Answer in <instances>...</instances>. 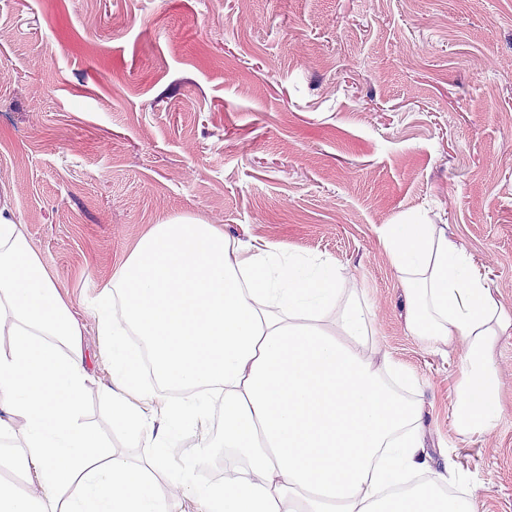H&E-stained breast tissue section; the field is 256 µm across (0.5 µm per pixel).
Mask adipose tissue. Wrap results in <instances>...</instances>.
Listing matches in <instances>:
<instances>
[{
	"mask_svg": "<svg viewBox=\"0 0 512 512\" xmlns=\"http://www.w3.org/2000/svg\"><path fill=\"white\" fill-rule=\"evenodd\" d=\"M380 237L409 294L407 328L464 345L453 407L464 435L502 408L493 350L512 329L470 258L435 224ZM110 382L97 385L83 326L22 225L0 207V512H477L447 450L432 454L412 375L376 355L367 308L331 258L232 244L191 218L142 237L93 306ZM145 460L115 455L82 419L89 392ZM172 393L160 417L149 407ZM224 399V429L171 469L169 450ZM240 462L223 482L196 477L212 448ZM170 473L167 490L157 474Z\"/></svg>",
	"mask_w": 512,
	"mask_h": 512,
	"instance_id": "obj_1",
	"label": "adipose tissue"
}]
</instances>
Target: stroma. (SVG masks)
I'll return each mask as SVG.
<instances>
[{"instance_id":"obj_1","label":"stroma","mask_w":512,"mask_h":512,"mask_svg":"<svg viewBox=\"0 0 512 512\" xmlns=\"http://www.w3.org/2000/svg\"><path fill=\"white\" fill-rule=\"evenodd\" d=\"M0 29V196L100 382L92 307L152 225L190 217L235 245L328 256L415 376L430 447L478 512H512V330L493 352L502 419L461 435V346L409 332L380 242L387 224L444 225L512 315V0H0ZM85 418L144 456L98 393Z\"/></svg>"}]
</instances>
